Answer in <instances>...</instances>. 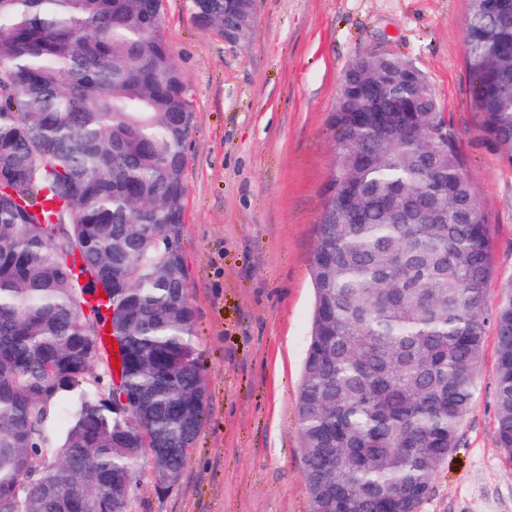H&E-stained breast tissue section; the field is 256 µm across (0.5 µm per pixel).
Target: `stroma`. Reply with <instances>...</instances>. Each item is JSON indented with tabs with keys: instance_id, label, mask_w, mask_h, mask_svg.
<instances>
[{
	"instance_id": "stroma-1",
	"label": "stroma",
	"mask_w": 512,
	"mask_h": 512,
	"mask_svg": "<svg viewBox=\"0 0 512 512\" xmlns=\"http://www.w3.org/2000/svg\"><path fill=\"white\" fill-rule=\"evenodd\" d=\"M468 13L469 0H258L251 37L231 46L166 0L164 35L193 101L183 249L207 408L176 487L157 492L139 459L130 512H310L296 424L310 261L334 162L329 118L356 57L398 55L426 74L490 225L487 309L512 285V163L473 105ZM496 362L490 326L460 445L419 512H512Z\"/></svg>"
}]
</instances>
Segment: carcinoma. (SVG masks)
<instances>
[{"label":"carcinoma","mask_w":512,"mask_h":512,"mask_svg":"<svg viewBox=\"0 0 512 512\" xmlns=\"http://www.w3.org/2000/svg\"><path fill=\"white\" fill-rule=\"evenodd\" d=\"M470 0L482 129L512 163V0ZM224 35L226 0H185ZM164 0H0V512H129L138 457L181 478L204 425L183 255L193 104ZM410 61H353L331 116L315 315L296 403L311 512H418L473 403L494 273L456 133ZM410 106L391 139L364 88ZM428 198L435 223L392 195ZM350 199L354 222L336 211ZM52 208H45V202ZM105 293V308L85 309ZM121 310L120 380L83 386ZM496 434L512 462V290L493 313ZM169 449L155 451L157 444Z\"/></svg>","instance_id":"1"}]
</instances>
